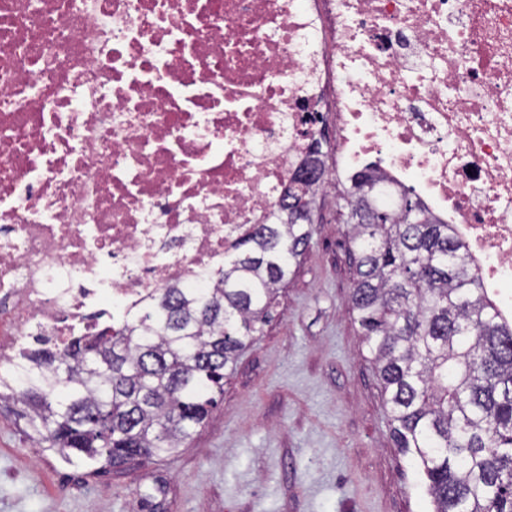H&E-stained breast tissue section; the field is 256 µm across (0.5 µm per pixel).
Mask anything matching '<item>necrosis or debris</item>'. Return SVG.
I'll list each match as a JSON object with an SVG mask.
<instances>
[{
    "label": "necrosis or debris",
    "instance_id": "necrosis-or-debris-1",
    "mask_svg": "<svg viewBox=\"0 0 512 512\" xmlns=\"http://www.w3.org/2000/svg\"><path fill=\"white\" fill-rule=\"evenodd\" d=\"M324 146L512 318V0H0V362L213 287Z\"/></svg>",
    "mask_w": 512,
    "mask_h": 512
}]
</instances>
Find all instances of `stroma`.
Listing matches in <instances>:
<instances>
[{
  "label": "stroma",
  "mask_w": 512,
  "mask_h": 512,
  "mask_svg": "<svg viewBox=\"0 0 512 512\" xmlns=\"http://www.w3.org/2000/svg\"><path fill=\"white\" fill-rule=\"evenodd\" d=\"M313 218L262 335L179 454L94 474L0 409V512H433L351 309L338 194L319 195Z\"/></svg>",
  "instance_id": "1"
}]
</instances>
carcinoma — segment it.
I'll use <instances>...</instances> for the list:
<instances>
[{"label": "carcinoma", "mask_w": 512, "mask_h": 512, "mask_svg": "<svg viewBox=\"0 0 512 512\" xmlns=\"http://www.w3.org/2000/svg\"><path fill=\"white\" fill-rule=\"evenodd\" d=\"M313 152L283 193L316 198ZM350 203L353 311L389 406L395 446L412 453L435 512H512V323L472 270L450 224L408 193L392 201L362 172ZM313 228L260 224L224 257L213 288H166L117 328L0 367V408L66 463L93 472L185 447L217 405L224 370L262 332Z\"/></svg>", "instance_id": "carcinoma-1"}]
</instances>
